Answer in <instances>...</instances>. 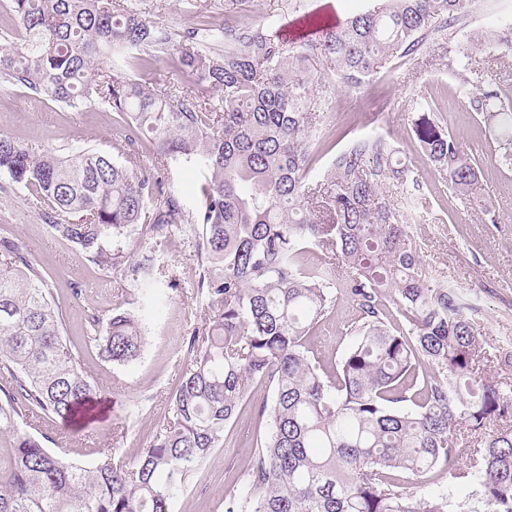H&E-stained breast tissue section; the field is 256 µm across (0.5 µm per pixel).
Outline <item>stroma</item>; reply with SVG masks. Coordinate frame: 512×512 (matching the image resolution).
I'll return each mask as SVG.
<instances>
[{
  "mask_svg": "<svg viewBox=\"0 0 512 512\" xmlns=\"http://www.w3.org/2000/svg\"><path fill=\"white\" fill-rule=\"evenodd\" d=\"M149 18L179 35L202 23L224 22V0H198L195 11H186L183 0H143ZM363 0H247L242 20L263 23L271 14L283 23L314 11L343 16L359 9ZM440 37H428L419 51L409 56L394 54L361 89L341 88L328 76L325 59L314 62L318 88L323 91L331 115L330 131L337 148L365 135H381L399 157L413 166L423 186L424 221L414 234L426 277H447L463 289L480 288L477 333L506 342L512 349V178L499 172L490 155L496 143L491 129L472 112L469 100L448 68ZM428 101L443 129L463 136L476 146L482 158L483 184L499 222L487 224L480 211L465 209L450 195L438 174L425 160L415 122L417 101ZM0 134L10 135L29 150L67 155L75 146L111 151L120 132L111 113L100 109L66 112L38 99L32 92L0 81ZM0 236L14 239L25 256L50 276L62 305L68 336L81 343L86 315L94 310L111 315L113 309L140 313L146 345L140 359L128 367L102 360L92 347L84 349V367L101 395L88 425L71 427L68 460L91 464L96 449L114 447L118 461L134 459L148 446L161 425L167 399L178 381L179 365L188 363L189 333L205 324L209 311L192 297L198 267L184 231L163 246L145 240L134 244L135 258L159 253L176 285L162 288L159 309L130 303V281L125 273L101 271L85 256L56 240L41 212L10 178L0 173ZM80 296H73V289ZM268 388L255 391L226 431L223 447L215 449L203 465L185 481L171 512H237L240 482L253 454L256 421L253 412L270 399Z\"/></svg>",
  "mask_w": 512,
  "mask_h": 512,
  "instance_id": "35a3bbf8",
  "label": "stroma"
}]
</instances>
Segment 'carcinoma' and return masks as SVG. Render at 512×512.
<instances>
[{
	"label": "carcinoma",
	"instance_id": "carcinoma-1",
	"mask_svg": "<svg viewBox=\"0 0 512 512\" xmlns=\"http://www.w3.org/2000/svg\"><path fill=\"white\" fill-rule=\"evenodd\" d=\"M475 0H375L343 18L303 14L308 33L284 36L281 20L243 23L245 0H224V24L175 38L139 0H7L11 42L0 79L69 112L102 107L123 130L125 162L83 147L35 155L0 135V172L39 205L53 237L110 273L129 271L134 294L159 287L168 267L129 262V243L161 244L193 232L196 298L213 313L192 329V359L168 400V418L132 462L97 448L83 466L49 452L21 424L36 414L74 420L96 398L83 350L65 336L48 273L0 237V512H170L187 474L224 444L227 425L258 387L272 389L256 418L263 436L243 474L241 512H472L436 482L476 486L491 512H512V379L480 367L473 295L423 274L408 214L386 201L396 180L404 203L418 175L382 136L353 140L332 158L326 183L309 174L326 142L310 68L322 57L360 89L388 54L413 53L431 34L469 16ZM224 43L209 54L203 47ZM470 107L493 130L491 161L512 172V107L484 83L481 61L512 55V27L476 30L457 47ZM205 83L155 87L132 78L159 62ZM442 182L490 224L481 163L465 139L430 113L415 125ZM149 155L159 175L138 173ZM197 175L187 204L160 172ZM317 257H312V250ZM352 306L339 362L311 336ZM87 339L105 361L128 366L145 345L138 318L89 316ZM472 463L460 466L464 450Z\"/></svg>",
	"mask_w": 512,
	"mask_h": 512
}]
</instances>
